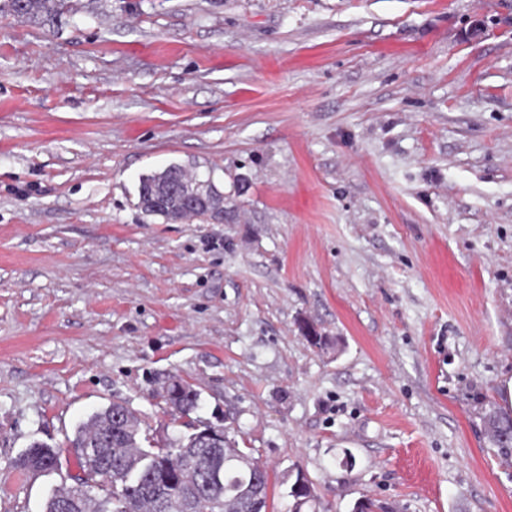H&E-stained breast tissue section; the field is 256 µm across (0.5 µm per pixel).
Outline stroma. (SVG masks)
<instances>
[{"label":"stroma","mask_w":512,"mask_h":512,"mask_svg":"<svg viewBox=\"0 0 512 512\" xmlns=\"http://www.w3.org/2000/svg\"><path fill=\"white\" fill-rule=\"evenodd\" d=\"M171 166L223 223L141 211ZM511 374L512 0L0 11V512H45L112 403L185 432L169 375L267 466L270 512L297 468L310 512H512ZM36 441L60 472L15 468ZM198 174H189L178 167H169L162 172L147 175L141 178L139 185V206L144 213L148 215H162L169 222L176 223L187 218L206 217L205 210L198 211L184 209L180 206H166L153 202L161 199L168 193L169 188L177 184L190 194L202 195L205 197L216 198V202L224 201V195L212 184L203 182ZM155 206H164L165 208L158 211ZM176 377L169 376L164 382L162 398L165 404L173 413L181 416H189L199 407L200 394L193 386L187 382L178 379V382H172ZM492 441L500 448L512 447V417H501L493 411L488 417Z\"/></svg>","instance_id":"35a3bbf8"}]
</instances>
